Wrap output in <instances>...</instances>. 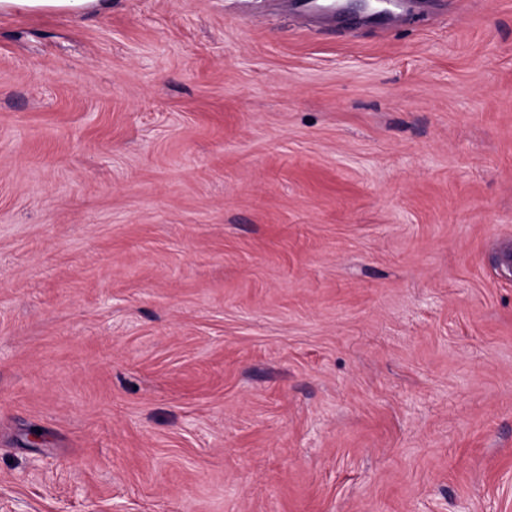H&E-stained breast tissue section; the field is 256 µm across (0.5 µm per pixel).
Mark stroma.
<instances>
[{"mask_svg": "<svg viewBox=\"0 0 512 512\" xmlns=\"http://www.w3.org/2000/svg\"><path fill=\"white\" fill-rule=\"evenodd\" d=\"M512 0L0 15V512H512Z\"/></svg>", "mask_w": 512, "mask_h": 512, "instance_id": "35a3bbf8", "label": "stroma"}]
</instances>
